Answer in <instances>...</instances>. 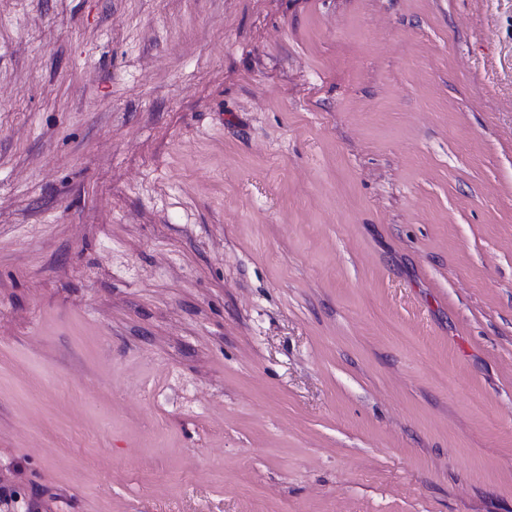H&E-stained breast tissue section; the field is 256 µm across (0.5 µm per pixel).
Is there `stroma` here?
<instances>
[{
    "label": "stroma",
    "instance_id": "obj_1",
    "mask_svg": "<svg viewBox=\"0 0 512 512\" xmlns=\"http://www.w3.org/2000/svg\"><path fill=\"white\" fill-rule=\"evenodd\" d=\"M0 474L512 512V0H0Z\"/></svg>",
    "mask_w": 512,
    "mask_h": 512
}]
</instances>
